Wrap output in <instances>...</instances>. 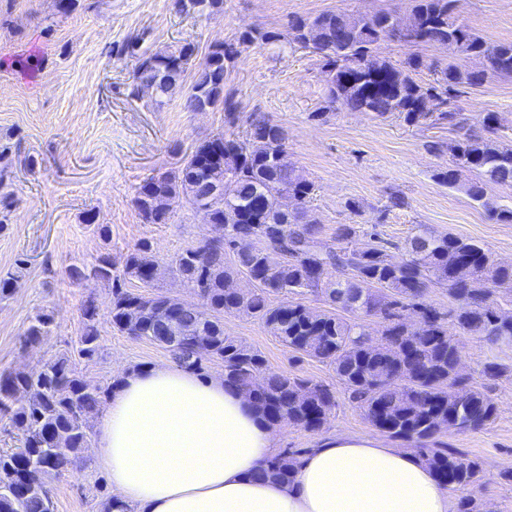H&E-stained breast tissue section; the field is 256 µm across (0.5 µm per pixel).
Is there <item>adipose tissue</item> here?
<instances>
[{"instance_id": "ef3b65f1", "label": "adipose tissue", "mask_w": 512, "mask_h": 512, "mask_svg": "<svg viewBox=\"0 0 512 512\" xmlns=\"http://www.w3.org/2000/svg\"><path fill=\"white\" fill-rule=\"evenodd\" d=\"M276 453L271 425L238 390L161 363L115 385L95 463L132 512H455L415 453L377 439L320 440L287 484L256 477Z\"/></svg>"}]
</instances>
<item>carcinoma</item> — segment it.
<instances>
[{"label":"carcinoma","mask_w":512,"mask_h":512,"mask_svg":"<svg viewBox=\"0 0 512 512\" xmlns=\"http://www.w3.org/2000/svg\"><path fill=\"white\" fill-rule=\"evenodd\" d=\"M455 3L409 0L402 28L388 12L297 17L288 35L321 57L326 105L315 116L339 107L378 118L396 114L411 125L448 123L458 137L429 145L436 154H448V164L433 178L479 203L496 221L512 224V209L487 198L492 185L512 187V146L475 134L460 113L448 110L459 88L480 85L485 71L449 63L426 84L415 78L420 57L397 64L377 52L385 40L443 46L450 57L485 56L489 70L512 76V42H486L456 16ZM222 6L223 0H175L177 10L207 16ZM258 38L275 35L245 31L235 43L211 46L199 62L191 42L167 54L144 52L130 84V95L137 98L146 88L157 96L178 93L187 112L224 109L229 129L196 143L178 166L146 177L133 198L146 224L169 223L178 206L205 207L210 223L224 227V237L193 244L168 263L143 240L127 251L119 271L112 253L102 251L90 263L69 266L66 275L75 286L101 282L111 288L107 317L119 332L150 340L169 322L180 340L168 351L179 364L201 372L205 363L219 360L224 383L242 390L270 424L319 430L336 405L335 388L273 371L259 352L224 334L226 314L261 322L288 347L329 364L374 428L420 442L415 452L444 486L473 491L482 486L479 462L439 437L450 428L485 427L494 420L496 405L481 389L463 386L461 352L448 325L490 344L511 342L512 315L500 309L498 298L512 292V265L496 264L489 250L471 240L435 235L423 225L399 261L373 234L356 250H316L322 227L306 208L315 186L288 163L282 127L253 113L244 134L230 131L238 115L235 101L224 94L225 76L239 56L238 46ZM195 61V80L185 90L181 74ZM213 187L222 190L220 197L209 196ZM285 194L295 200L291 211L281 205ZM166 274L198 292L202 306L160 290L139 294L125 287V281L135 280L155 288ZM435 286L448 291L446 312L426 301ZM283 291L317 294L332 310L317 313L299 302L273 305L271 296ZM365 317L381 319L379 335L364 327ZM81 318L75 351L90 360L99 337L94 298L84 301ZM52 324V314H36L23 342H38ZM110 391L90 384L67 352L34 371L0 373V413L8 416L7 432L17 441L14 448L0 449V512H55L51 481L79 461L88 444V418ZM299 455L278 454L258 476L291 481Z\"/></svg>","instance_id":"1"}]
</instances>
